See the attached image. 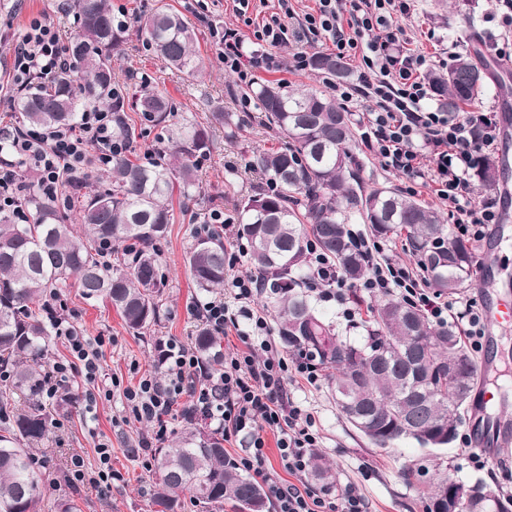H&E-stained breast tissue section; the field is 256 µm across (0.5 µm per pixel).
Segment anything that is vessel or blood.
Instances as JSON below:
<instances>
[{"mask_svg": "<svg viewBox=\"0 0 512 512\" xmlns=\"http://www.w3.org/2000/svg\"><path fill=\"white\" fill-rule=\"evenodd\" d=\"M512 239V223L502 222L483 245L486 291L483 306L485 334L478 371L483 384L471 400L469 419L473 424V447L490 460H497L501 450L512 445V395L491 380L500 371L497 356L499 332L512 323V282L497 273L498 256L505 241Z\"/></svg>", "mask_w": 512, "mask_h": 512, "instance_id": "obj_1", "label": "vessel or blood"}]
</instances>
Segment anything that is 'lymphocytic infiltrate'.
Listing matches in <instances>:
<instances>
[{
    "instance_id": "lymphocytic-infiltrate-1",
    "label": "lymphocytic infiltrate",
    "mask_w": 512,
    "mask_h": 512,
    "mask_svg": "<svg viewBox=\"0 0 512 512\" xmlns=\"http://www.w3.org/2000/svg\"><path fill=\"white\" fill-rule=\"evenodd\" d=\"M236 15L253 29L254 51H246L238 29H225L221 61L226 72L246 86L260 71L279 70L277 46L295 40L329 42L339 58H359L356 81L333 83L337 98L368 101L364 114L365 146L376 152L386 168L403 177L408 186L431 185L441 204L447 205L456 237L475 244L485 239L490 225L502 215L495 198L474 201L468 177L478 159L494 154L497 120L492 112L455 114L432 107L437 91L427 73L432 61L408 49L398 35L396 15L406 14L407 0H316L313 11L296 14L290 0H277L279 10L261 20L248 14L251 0H232ZM66 63L61 35L46 18L31 19L13 52V79L24 89L33 77L51 79ZM8 144L0 157V212L16 222L29 220L27 195L56 197L62 179L81 183L93 170L111 164L124 154V143L112 138V113L86 107L77 127L64 129L14 128L0 130ZM33 180H26V173ZM355 246L366 254V275L349 283L338 267L315 244L307 246L306 285L321 300L336 302L346 320H354L352 305L357 294L393 296L419 308L436 325L460 322L473 350H481L484 335L482 312L474 300L446 301L427 291L423 274L399 264L384 254L381 244L357 234ZM261 275L229 274L224 293L197 305V318L213 332L236 331L240 350L224 358L219 370L204 372L194 349L174 340L166 341L160 358L161 375L142 378L123 392L129 413L136 421L150 424L154 441L163 444L168 418L183 393L193 400L184 408V418L202 414L210 426L222 432L225 441L242 448L234 464L240 471L259 478L275 512H369V504L353 486L341 494L314 487L309 479L314 448L320 443L311 414L295 406L288 394L292 376L309 384L320 379L313 351L299 347L284 353L272 342V328L264 314L252 307L264 291ZM44 310L62 327L70 357L55 363L44 383L43 393L54 397L74 371L88 383H96L105 339L88 337L68 325L64 308L46 299ZM277 436L281 467H266V432Z\"/></svg>"
}]
</instances>
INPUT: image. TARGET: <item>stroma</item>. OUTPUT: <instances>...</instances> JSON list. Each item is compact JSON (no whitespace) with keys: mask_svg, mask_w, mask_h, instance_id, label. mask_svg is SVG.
Wrapping results in <instances>:
<instances>
[{"mask_svg":"<svg viewBox=\"0 0 512 512\" xmlns=\"http://www.w3.org/2000/svg\"><path fill=\"white\" fill-rule=\"evenodd\" d=\"M66 0H0V45L9 46L20 40L31 17L43 15L54 23L76 32L73 13L64 11ZM156 0H112L113 8L123 9L129 27L125 34V54L113 58L117 76L135 72L144 75L150 89L170 96L177 107L174 121L184 119L205 124L211 112L224 108L239 114L238 98L249 89L237 85L234 76L225 73L219 61L222 46L217 31L238 26L229 0H207L206 21L197 22V49L205 63L204 71L195 77L164 68L157 58L146 51L138 33L139 18ZM505 8L501 0H414L408 15L399 24L412 46L432 56L435 69H442L456 55L485 51L489 39L512 51V28L502 21ZM511 76L512 65L507 60L494 59L487 73L482 96L473 104L476 112H511L512 82L502 84V76ZM367 109L364 100L347 103L355 125L352 150L362 162L361 175L370 185H392L404 188V179L387 170L381 159L363 144L360 124ZM285 136L264 122L262 112H254L243 123L236 139L224 136L223 128L212 130L210 154L199 168L203 194L221 200L224 213L237 215L239 201L256 191L262 175L251 171L250 161L255 152L287 145ZM199 220L188 215H176L169 226L168 238L161 245L162 269L167 278L160 301L157 323L145 333L129 330L119 314L105 301L90 303L81 296L77 281L61 289L59 297L67 306L66 315L90 337L108 336L101 366L106 376L119 380L111 399L87 403L89 389L82 376L71 377L68 387L78 393L77 404L60 408L57 399H43L42 404L52 419L50 432L44 440L39 457L45 495L48 501L74 499L81 512H154L152 499L158 490L154 472L145 470L137 453V444L147 437L148 429L137 422L122 423L125 400L122 390L136 385L141 377L160 371L159 357L163 342L175 337L191 341L198 325L191 307L206 300L207 292L195 287L186 267L185 257L191 247ZM370 298H361L359 313L354 321H346L335 302L315 301V308L335 325L339 339L362 345L368 340L366 310ZM291 396L302 409L311 412L321 436L320 452L335 467L336 490L352 485L360 490L369 503V512H424L415 487L407 484L402 471L427 464L430 477H453L469 482L483 478L489 490L500 495H512V446L505 448L499 460L476 466L471 451L462 442H454L441 459L428 461L424 451L412 440H402L389 448L373 447L342 416L329 377H322L318 386L295 384ZM112 443V467L122 475L112 492L100 496L89 485L71 482L68 466L72 454H80L86 468L97 462L96 445L101 440Z\"/></svg>","mask_w":512,"mask_h":512,"instance_id":"stroma-1","label":"stroma"}]
</instances>
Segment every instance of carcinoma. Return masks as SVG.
<instances>
[{"label": "carcinoma", "mask_w": 512, "mask_h": 512, "mask_svg": "<svg viewBox=\"0 0 512 512\" xmlns=\"http://www.w3.org/2000/svg\"><path fill=\"white\" fill-rule=\"evenodd\" d=\"M78 32L65 47L67 65L51 80L35 78L20 91L11 108L31 127H55L76 121L88 105L112 111V138L129 150L112 159L95 186L64 187V199L32 194V221L18 224L0 214V374L10 384L0 389V512H41L44 490L38 461L29 446L45 439L51 419L40 401L46 376L43 360L55 325L34 315L32 306L55 294L76 277L83 298H104L137 334L154 325L166 287L161 270V242L173 223V202L185 209L201 204L198 162L210 152L209 127L193 121L169 124L174 102L159 92L135 91L127 100L112 91V56L125 42L123 27L112 18L110 0H71ZM144 45L175 69L195 75L203 59L195 50V29L165 5L141 19ZM318 73L344 77V61L327 53L312 56ZM485 69L457 56L435 74L443 104L450 112L474 103L482 94ZM269 126L288 137V146L254 155L253 165L275 181L273 192L249 196L239 205L240 234L249 244L253 271L271 280L281 337L290 346H315L332 369L334 392L357 404L364 423L340 407L351 426L379 448L402 439L415 441L429 458H438L458 437L479 381L477 363L454 326L436 327L417 308L388 298L370 309L368 343L358 346L335 337L333 325L313 307L305 291V251L309 241L334 260L350 281L361 278L366 259L349 239L347 225H370L377 236L405 233L411 253L426 269L435 291L453 295L471 285L474 254L454 237L430 208L391 186H367L361 164L351 150L354 130L349 114L329 94L299 91L284 82L260 81L252 88ZM167 132L168 148L150 162L135 163V131L128 112ZM235 137L239 123L224 112L212 113ZM482 186L493 185L498 168L491 160L477 165ZM131 255L127 264L102 263L100 243ZM192 281L201 290L224 286V237L198 235L187 252ZM221 341L209 328L195 334L203 363H218ZM30 404L16 413L14 392ZM451 431L447 445L435 447L410 431L412 419ZM158 512H179L181 495L192 493L199 512L231 505L233 512H268L262 486L229 462L224 437L213 430H183L167 447L156 449ZM314 475L326 485L335 475L325 458H312ZM420 465L403 472L415 481L426 512H436L445 479L433 483ZM475 496L456 502L454 512H492L480 503L512 500L472 481Z\"/></svg>", "instance_id": "obj_1"}]
</instances>
